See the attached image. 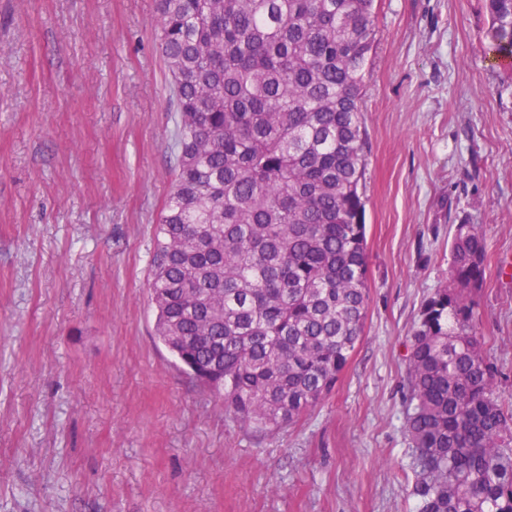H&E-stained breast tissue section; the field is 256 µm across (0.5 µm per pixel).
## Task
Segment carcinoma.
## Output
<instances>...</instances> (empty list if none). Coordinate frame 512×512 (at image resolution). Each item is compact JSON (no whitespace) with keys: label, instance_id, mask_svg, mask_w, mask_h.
Listing matches in <instances>:
<instances>
[{"label":"carcinoma","instance_id":"obj_1","mask_svg":"<svg viewBox=\"0 0 512 512\" xmlns=\"http://www.w3.org/2000/svg\"><path fill=\"white\" fill-rule=\"evenodd\" d=\"M178 112L157 226L155 333L224 410L296 423L336 388L369 299L362 91L375 0H159ZM485 38L512 59V0ZM487 238L457 224L448 284L407 346L414 512H512V404L495 396L476 294Z\"/></svg>","mask_w":512,"mask_h":512}]
</instances>
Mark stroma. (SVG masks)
I'll return each instance as SVG.
<instances>
[{
    "label": "stroma",
    "instance_id": "35a3bbf8",
    "mask_svg": "<svg viewBox=\"0 0 512 512\" xmlns=\"http://www.w3.org/2000/svg\"><path fill=\"white\" fill-rule=\"evenodd\" d=\"M376 8L363 337L323 402L258 430L155 336L178 158L159 0H0V512H411L405 345L461 223L488 241L512 402V65L484 0Z\"/></svg>",
    "mask_w": 512,
    "mask_h": 512
}]
</instances>
